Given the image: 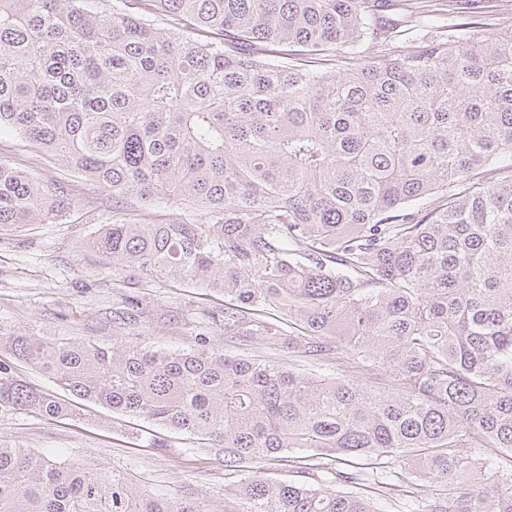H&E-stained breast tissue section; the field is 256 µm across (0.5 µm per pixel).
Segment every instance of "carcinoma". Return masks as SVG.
Returning <instances> with one entry per match:
<instances>
[{
  "label": "carcinoma",
  "mask_w": 512,
  "mask_h": 512,
  "mask_svg": "<svg viewBox=\"0 0 512 512\" xmlns=\"http://www.w3.org/2000/svg\"><path fill=\"white\" fill-rule=\"evenodd\" d=\"M445 2L478 24L484 0ZM374 8L0 0V131L111 194L85 247L224 291L206 314L224 340L288 354L228 355L207 331L176 350L0 335V412L73 414L21 361L224 449L232 476L215 507L0 439V512H512V25L419 19L397 44ZM65 200L0 161L1 228ZM162 200L196 218L135 207ZM140 313L127 296L112 324ZM271 459L321 485L270 479ZM15 364L16 365H14V366L16 367V369L20 373V375L25 377L29 382H31L36 387H38L46 392L57 395L61 398L78 401V400L74 399L72 396L67 395V394L63 393L62 391H60L59 388H57L56 385H54L53 382L50 379H48L47 376L39 373L38 371H36L35 369H32L31 367L27 366L24 363L15 362Z\"/></svg>",
  "instance_id": "carcinoma-1"
}]
</instances>
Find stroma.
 Returning a JSON list of instances; mask_svg holds the SVG:
<instances>
[{
	"instance_id": "35a3bbf8",
	"label": "stroma",
	"mask_w": 512,
	"mask_h": 512,
	"mask_svg": "<svg viewBox=\"0 0 512 512\" xmlns=\"http://www.w3.org/2000/svg\"><path fill=\"white\" fill-rule=\"evenodd\" d=\"M0 158L39 181L63 185L68 201L54 220L0 228V333L132 337L174 350L194 340L196 329L187 316L223 308L219 290L177 275L129 284L127 274L113 273L84 248L91 233L112 220L107 191L6 130L0 132ZM125 294L137 297L144 309L132 332L112 325V307ZM0 439L123 470L156 493L191 488L215 502L224 498L223 449L98 404H83L75 417L60 421L20 411L0 414Z\"/></svg>"
}]
</instances>
